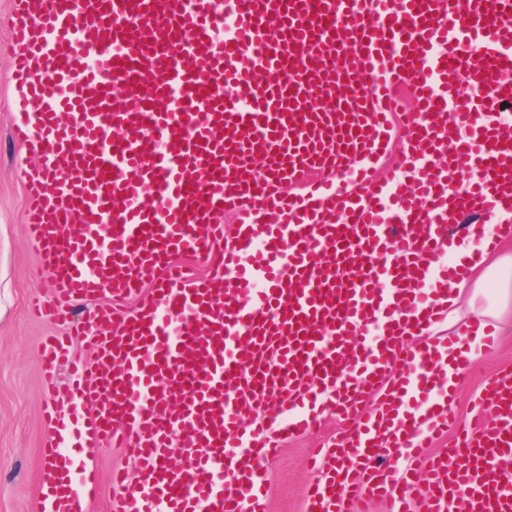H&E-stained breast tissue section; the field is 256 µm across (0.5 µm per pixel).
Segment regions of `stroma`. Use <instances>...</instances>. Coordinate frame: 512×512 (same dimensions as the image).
<instances>
[{
    "instance_id": "35a3bbf8",
    "label": "stroma",
    "mask_w": 512,
    "mask_h": 512,
    "mask_svg": "<svg viewBox=\"0 0 512 512\" xmlns=\"http://www.w3.org/2000/svg\"><path fill=\"white\" fill-rule=\"evenodd\" d=\"M15 50L9 29L0 26V512H43L47 462L41 447L52 432L44 408L53 402L65 413L69 405L44 393L39 350L43 337L64 334L65 329L28 312L33 296L48 298L52 291L39 287L33 277L39 252L24 227L26 177L39 159L10 136L16 92L10 59ZM510 365L512 311L499 323L493 345L476 347L474 361L460 371L454 400L460 424L478 426L477 401L484 383ZM346 428L335 412H327L320 426L288 441L276 459L265 462L268 512H304L303 492L310 478L306 458ZM117 465L128 468L132 462L122 449H100L93 460L98 494L87 512H110L108 474Z\"/></svg>"
}]
</instances>
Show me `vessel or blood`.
<instances>
[{
    "label": "vessel or blood",
    "instance_id": "obj_1",
    "mask_svg": "<svg viewBox=\"0 0 512 512\" xmlns=\"http://www.w3.org/2000/svg\"><path fill=\"white\" fill-rule=\"evenodd\" d=\"M10 24L54 298L31 311L92 351L41 343L71 404L46 408L50 512H84L104 445L138 464L112 512H267L262 461L330 407L355 426L312 456L306 512H512V369L431 455L456 420L443 358H470L416 342L460 275L455 216L512 219V0H18ZM403 86L407 151L376 182Z\"/></svg>",
    "mask_w": 512,
    "mask_h": 512
}]
</instances>
